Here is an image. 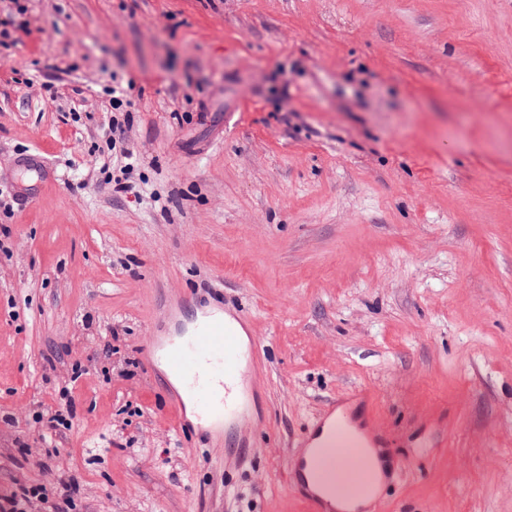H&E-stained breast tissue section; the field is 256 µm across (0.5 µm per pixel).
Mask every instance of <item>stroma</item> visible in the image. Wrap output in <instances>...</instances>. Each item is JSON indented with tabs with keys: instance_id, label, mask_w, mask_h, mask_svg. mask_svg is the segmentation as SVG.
Segmentation results:
<instances>
[{
	"instance_id": "stroma-1",
	"label": "stroma",
	"mask_w": 512,
	"mask_h": 512,
	"mask_svg": "<svg viewBox=\"0 0 512 512\" xmlns=\"http://www.w3.org/2000/svg\"><path fill=\"white\" fill-rule=\"evenodd\" d=\"M1 25L0 506L42 485L52 512L63 475L75 512H309L288 441L333 401L392 456L373 512H512V0H0ZM216 297L260 361L205 439L145 348ZM59 394L61 402H59L58 409L47 410L45 414H37L34 418V422L38 424L44 438L60 433L61 428L70 429L77 418L76 402L70 395V391L67 388H62Z\"/></svg>"
}]
</instances>
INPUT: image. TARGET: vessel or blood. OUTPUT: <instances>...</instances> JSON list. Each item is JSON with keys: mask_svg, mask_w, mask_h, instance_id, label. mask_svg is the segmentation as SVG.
<instances>
[{"mask_svg": "<svg viewBox=\"0 0 512 512\" xmlns=\"http://www.w3.org/2000/svg\"><path fill=\"white\" fill-rule=\"evenodd\" d=\"M223 311L222 302H213L192 336L173 342L166 350L154 342L146 349L151 359L165 355L171 369L182 378L179 402L192 403L200 417L218 430L234 428L249 413L253 395L248 375L259 352L257 343H240ZM299 446L300 453L288 459V475L307 500L311 512H326L320 495L335 493L337 474L329 468L310 469L306 449L322 446L343 449L356 462L349 474L350 483L372 491L368 451L350 435L344 418L338 417L335 409H328L320 425L301 436Z\"/></svg>", "mask_w": 512, "mask_h": 512, "instance_id": "1", "label": "vessel or blood"}]
</instances>
